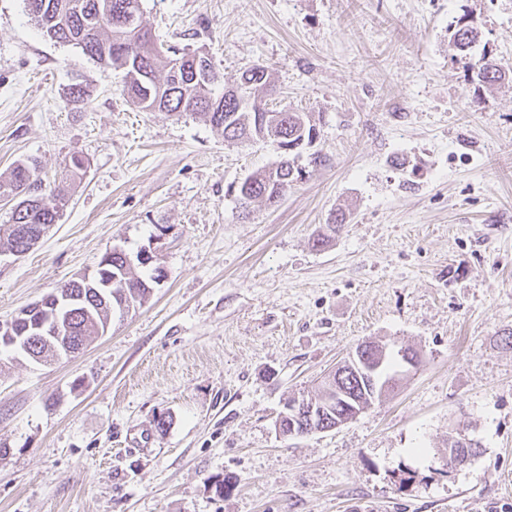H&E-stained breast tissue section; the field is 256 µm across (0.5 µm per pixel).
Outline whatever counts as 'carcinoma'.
<instances>
[{"label": "carcinoma", "mask_w": 512, "mask_h": 512, "mask_svg": "<svg viewBox=\"0 0 512 512\" xmlns=\"http://www.w3.org/2000/svg\"><path fill=\"white\" fill-rule=\"evenodd\" d=\"M29 14L46 34L58 42L73 45L97 63L122 71V93L132 105L146 112L156 110L181 115L190 113L201 121L222 131L226 141L263 140V127L257 125L256 112L249 106L257 102L256 92L267 83L266 71L257 74L251 68L240 76L238 87L242 98L224 96V81L218 72L202 83L183 79L193 68L196 54L172 46L163 50L142 21L141 0H25ZM478 34L460 18L452 28L451 46L459 52L471 50ZM476 80L493 86L503 80L497 65L481 61L474 64ZM268 121L288 124L286 142L293 144L301 137H310L315 125L303 112L268 110ZM39 162L28 158L20 161L4 187H18L15 224H54L64 206L65 188L61 185L46 189L37 175ZM303 177L302 169L291 161L259 170L240 183L238 200L241 208L249 210L256 203L273 204L281 199L292 184ZM112 248V259L101 258L97 272L101 279H114L112 290L128 292L137 304L148 296L159 273L139 276L134 268L124 267ZM108 313L95 319L75 314L71 317L73 335L88 339L104 334L108 329Z\"/></svg>", "instance_id": "carcinoma-1"}]
</instances>
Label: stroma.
Returning a JSON list of instances; mask_svg holds the SVG:
<instances>
[{
  "label": "stroma",
  "instance_id": "1",
  "mask_svg": "<svg viewBox=\"0 0 512 512\" xmlns=\"http://www.w3.org/2000/svg\"><path fill=\"white\" fill-rule=\"evenodd\" d=\"M142 9L225 85L266 68L263 103L307 113L317 139L303 179L242 215L229 190L272 147L135 108L120 71L0 0V177L35 158L49 185L86 160L40 243L0 247V321L115 246L161 272L77 357L0 354V512H512V0ZM464 15L506 74L493 87L450 44ZM365 340L420 361L337 429L280 436L288 399ZM460 429L480 452L451 470Z\"/></svg>",
  "mask_w": 512,
  "mask_h": 512
}]
</instances>
